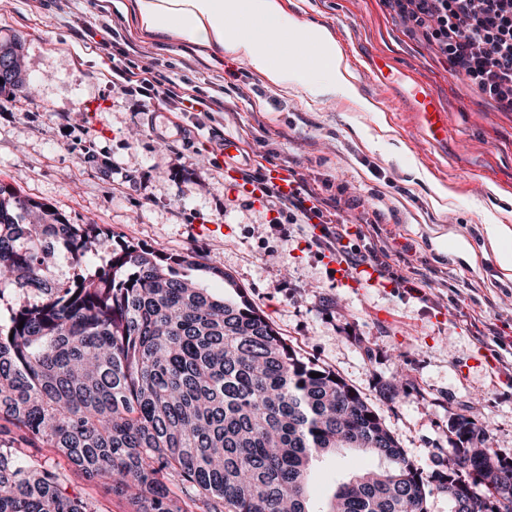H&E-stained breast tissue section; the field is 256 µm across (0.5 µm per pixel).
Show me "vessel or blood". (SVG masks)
Instances as JSON below:
<instances>
[{
    "mask_svg": "<svg viewBox=\"0 0 512 512\" xmlns=\"http://www.w3.org/2000/svg\"><path fill=\"white\" fill-rule=\"evenodd\" d=\"M370 65L382 84L398 89L412 102L416 121L429 140L442 144L448 137V114L433 90L413 75L396 68L385 53H374Z\"/></svg>",
    "mask_w": 512,
    "mask_h": 512,
    "instance_id": "b4317fda",
    "label": "vessel or blood"
}]
</instances>
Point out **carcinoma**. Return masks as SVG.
<instances>
[{"mask_svg": "<svg viewBox=\"0 0 512 512\" xmlns=\"http://www.w3.org/2000/svg\"><path fill=\"white\" fill-rule=\"evenodd\" d=\"M0 95H20L22 40ZM0 183V512H99L61 491L60 464L128 494L136 512H316L311 466L358 449L387 462L339 483L326 512H427V480L373 407L335 374L304 362L242 292L189 285V256L118 242L105 265L98 224H71ZM81 272L50 282L49 244ZM321 373L317 378L312 373ZM448 499L467 483L486 512H512V464L464 416L452 425Z\"/></svg>", "mask_w": 512, "mask_h": 512, "instance_id": "1", "label": "carcinoma"}]
</instances>
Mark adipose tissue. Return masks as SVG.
Returning a JSON list of instances; mask_svg holds the SVG:
<instances>
[{"mask_svg":"<svg viewBox=\"0 0 512 512\" xmlns=\"http://www.w3.org/2000/svg\"><path fill=\"white\" fill-rule=\"evenodd\" d=\"M135 20L144 33L226 53L275 87L298 84L313 99L354 92L330 32L289 16L280 0H137Z\"/></svg>","mask_w":512,"mask_h":512,"instance_id":"obj_1","label":"adipose tissue"}]
</instances>
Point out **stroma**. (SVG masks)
<instances>
[{"instance_id":"35a3bbf8","label":"stroma","mask_w":512,"mask_h":512,"mask_svg":"<svg viewBox=\"0 0 512 512\" xmlns=\"http://www.w3.org/2000/svg\"><path fill=\"white\" fill-rule=\"evenodd\" d=\"M289 15L327 27L354 74L357 96L311 100L302 86H269L216 50L139 33L135 0H0V37L23 43V94L0 95V182L53 205L73 224H100L114 239L189 254L194 278L232 296L207 266L229 273L304 360L336 373L367 399L406 456L428 478V512H451L434 476L447 470L451 426L461 416L486 430L512 461V280L485 231L512 225V112L499 111L404 26L383 0H283ZM111 28L108 45L78 39L75 19ZM386 53L428 83L448 112V142L433 148L400 93L382 89L368 58ZM153 66L159 81L219 97L220 112H139L112 83L125 61ZM375 106L365 112L357 104ZM241 151L225 158L223 139ZM272 159L304 178L346 224L350 244L386 241L394 263L417 272L404 288L337 282L317 224L272 223L261 203L228 193L231 177ZM452 191L431 200V182ZM377 231L359 235L360 226ZM464 238L474 262L450 249ZM394 386L387 399L383 386ZM356 451L316 462L311 493L325 507L338 479L377 468ZM69 496L100 512H135L129 496L69 473Z\"/></svg>"}]
</instances>
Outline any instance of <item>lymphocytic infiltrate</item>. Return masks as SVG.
<instances>
[{
	"label": "lymphocytic infiltrate",
	"instance_id": "obj_1",
	"mask_svg": "<svg viewBox=\"0 0 512 512\" xmlns=\"http://www.w3.org/2000/svg\"><path fill=\"white\" fill-rule=\"evenodd\" d=\"M409 28L420 31L429 44L454 70L465 76L483 94L512 111V0H390ZM113 80L124 84L128 92L153 94L157 105L171 109L191 101L187 87L174 84L156 90L151 70L130 65L112 72ZM260 201L267 210L289 212L291 222L310 224L322 219L318 196L304 185L290 191L266 182ZM349 234L337 225L336 259L351 269L367 268L380 280L402 285V276L394 274L386 249L369 255L347 248Z\"/></svg>",
	"mask_w": 512,
	"mask_h": 512
}]
</instances>
